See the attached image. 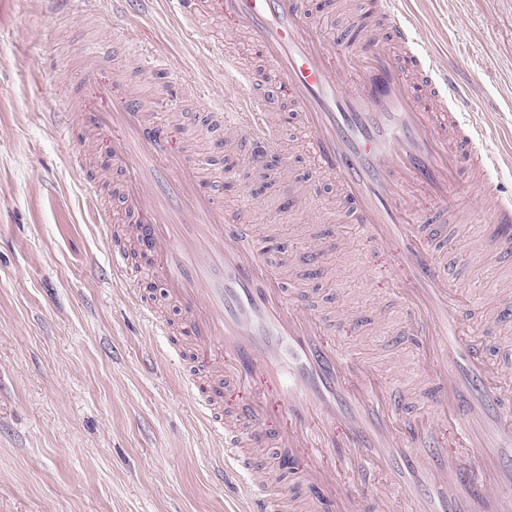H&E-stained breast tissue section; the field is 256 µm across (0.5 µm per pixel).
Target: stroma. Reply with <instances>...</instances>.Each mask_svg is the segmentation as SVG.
<instances>
[{"mask_svg":"<svg viewBox=\"0 0 512 512\" xmlns=\"http://www.w3.org/2000/svg\"><path fill=\"white\" fill-rule=\"evenodd\" d=\"M431 62L452 70L464 111L481 114L494 152L512 149V0H405ZM132 26L143 49L166 52L168 70L128 82L112 53V31ZM220 35L246 70L266 69L241 26L214 18L189 28L168 0L131 9L122 0H76L55 13L50 0H0V512H243L234 477L212 473L222 443L184 394L166 337L146 321L130 286L112 264V239L87 220L84 172L117 177L106 159L112 136L82 144L63 138L49 114L64 96L87 111L158 86L196 85L185 110L194 127L171 126L169 150L195 144L205 184L229 209H247L252 245L286 279L306 310L330 318L329 342L381 365L418 368L416 340L403 325L398 292L408 247H368L363 230L347 237L332 178L314 179L305 132L273 119L271 135L288 165L274 187L247 177L243 149L226 140L211 101L236 105L242 92L204 46ZM96 39L104 58L84 54ZM92 70L85 78L84 70ZM85 170L71 164L75 149ZM316 196H308L310 180ZM267 224H295L305 248L323 244L324 273L306 276L290 262L289 240L267 239ZM480 219L449 225L439 248L471 309L469 330L485 337L496 363H512V320L488 325L495 283L512 281V264L474 262L469 252L488 235Z\"/></svg>","mask_w":512,"mask_h":512,"instance_id":"stroma-1","label":"stroma"}]
</instances>
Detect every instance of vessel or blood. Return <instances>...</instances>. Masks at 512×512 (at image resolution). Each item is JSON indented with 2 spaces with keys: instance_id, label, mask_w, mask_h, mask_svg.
I'll use <instances>...</instances> for the list:
<instances>
[{
  "instance_id": "1",
  "label": "vessel or blood",
  "mask_w": 512,
  "mask_h": 512,
  "mask_svg": "<svg viewBox=\"0 0 512 512\" xmlns=\"http://www.w3.org/2000/svg\"><path fill=\"white\" fill-rule=\"evenodd\" d=\"M306 0H179L194 27L210 15L237 20L250 41L284 80L296 118L306 132L319 173L335 178L350 217L377 248L396 239L413 245L411 276L403 295L406 322L426 359L412 385L394 388L384 370L326 343L328 326L303 310L250 244L252 226L242 211L226 209L201 186L188 152L166 148L168 124L156 110L175 111L192 86L160 87L151 101L133 98L108 112H79L61 99L59 128L74 137L81 128H122L112 148V170L127 223L112 250L119 269L132 268L134 251L184 313L178 325L159 319L152 302L141 313L162 335L187 336L192 357L180 375L208 430L224 442L216 475L234 474L248 512H286L287 496L273 491V476L256 477L257 455L307 448L311 459L296 472L309 512H391L396 497L412 512H512V390L504 367L491 361L484 342L466 330L447 267L434 246L448 222L464 221L459 201L468 195L487 204V221L512 226V196L497 177L512 155L480 150L481 118L456 107L460 89L442 69L425 65L417 23L400 0H375V18L363 26L347 0H333L346 27L324 31ZM362 39V66L348 88L337 84L350 71L345 52ZM124 56L166 69L167 56L144 53L128 29L116 30ZM351 72V71H350ZM241 111L213 106L225 130L245 147L254 168L285 162L267 129V115L253 102L275 103L265 73L242 80ZM89 218L112 224L104 189L95 176L83 182ZM260 376L280 385L291 420L280 431L267 425L264 400L224 406L225 388ZM426 401L441 421L404 417L409 402ZM466 436L461 455H449L442 430ZM344 448L339 467L325 469V455ZM387 482L367 493L346 477L367 467Z\"/></svg>"
}]
</instances>
